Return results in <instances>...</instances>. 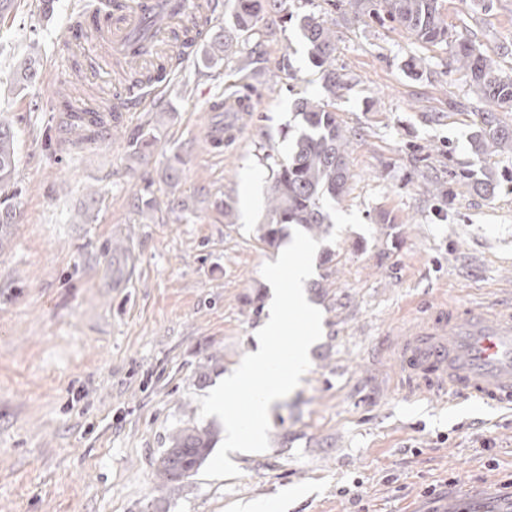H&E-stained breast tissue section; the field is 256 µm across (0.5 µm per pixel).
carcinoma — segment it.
Instances as JSON below:
<instances>
[{
    "instance_id": "obj_1",
    "label": "carcinoma",
    "mask_w": 512,
    "mask_h": 512,
    "mask_svg": "<svg viewBox=\"0 0 512 512\" xmlns=\"http://www.w3.org/2000/svg\"><path fill=\"white\" fill-rule=\"evenodd\" d=\"M268 0H234L233 21L229 29L218 28L210 34L207 59L215 65L224 60L233 40L249 37ZM390 22L408 30L417 40L438 44L448 41V25L441 13V0H384ZM312 64L319 69L326 90L334 95L344 88L343 75L336 71V31L315 13H296ZM502 47L488 50L468 38L455 40L454 62L466 70L471 84L490 104L512 107V75L501 70L497 57ZM41 78L39 57L29 54L16 70L20 88ZM74 121L69 134L78 142L97 137L96 129L79 109H73ZM296 114L303 121L294 136L288 159L278 165L268 195L265 221L260 225V240L275 248L284 230L297 225L318 239L329 236L333 227L327 203L341 200L347 192L350 171L347 154L349 136L338 121L332 103L324 99L300 98ZM478 121L470 137L472 153H512V127L502 125L495 111L477 113ZM17 157L15 130L0 119V249L10 241L17 223L13 177ZM214 434L208 427L195 425L176 429L168 436V446L157 459L156 476L165 486H175L198 472L212 450Z\"/></svg>"
}]
</instances>
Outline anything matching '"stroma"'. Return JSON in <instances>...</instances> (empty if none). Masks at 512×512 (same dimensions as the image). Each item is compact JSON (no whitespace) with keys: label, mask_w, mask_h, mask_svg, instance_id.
I'll return each mask as SVG.
<instances>
[{"label":"stroma","mask_w":512,"mask_h":512,"mask_svg":"<svg viewBox=\"0 0 512 512\" xmlns=\"http://www.w3.org/2000/svg\"><path fill=\"white\" fill-rule=\"evenodd\" d=\"M99 3L57 0L47 15L42 0H12L0 20L20 214L0 252V512H234L286 490L287 512H512V411L410 403L377 348L444 301L512 290V154L474 161L485 102L451 45L381 22V0L360 13L314 0L346 81L331 97L287 19L298 0H280L234 55L174 66L110 139L77 144L52 103L83 62L69 28ZM442 16L452 36L507 45L498 61L512 72V0H443ZM33 44L42 77L21 96L14 73ZM302 97L331 98L351 139L348 193L305 285L322 336L272 409L267 451L232 453L236 477L162 485L166 437L220 427L197 399L254 349L266 317L261 268L279 252L259 226ZM143 133L155 137L145 158L130 145ZM464 169L494 174V192L459 183Z\"/></svg>","instance_id":"obj_1"}]
</instances>
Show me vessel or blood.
Instances as JSON below:
<instances>
[{"instance_id":"vessel-or-blood-1","label":"vessel or blood","mask_w":512,"mask_h":512,"mask_svg":"<svg viewBox=\"0 0 512 512\" xmlns=\"http://www.w3.org/2000/svg\"><path fill=\"white\" fill-rule=\"evenodd\" d=\"M212 0H115L111 15L91 27L95 62L126 58L147 69L153 83L170 81L157 61L208 18ZM122 111L145 102L144 87L115 85ZM397 366L405 398L441 404L467 400L487 409H512V292L492 301L442 304L404 328L385 348Z\"/></svg>"}]
</instances>
